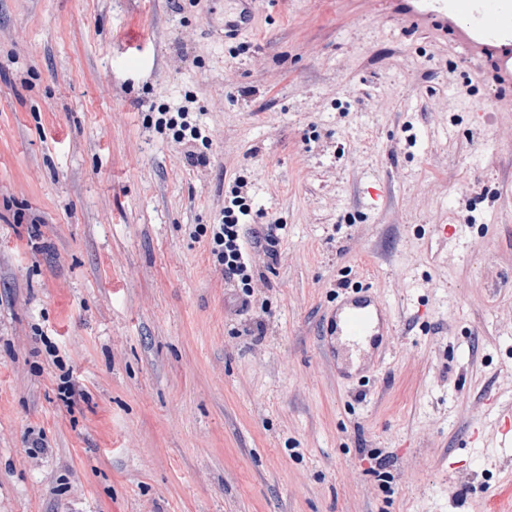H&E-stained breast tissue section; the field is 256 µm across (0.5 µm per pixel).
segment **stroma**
<instances>
[{
	"instance_id": "obj_1",
	"label": "stroma",
	"mask_w": 512,
	"mask_h": 512,
	"mask_svg": "<svg viewBox=\"0 0 512 512\" xmlns=\"http://www.w3.org/2000/svg\"><path fill=\"white\" fill-rule=\"evenodd\" d=\"M406 8L257 0L230 39L224 0H0V512L512 496V449L472 440L512 402V84ZM187 99L198 168L154 128ZM240 176L281 226L246 308L203 234ZM344 279L394 329L347 380Z\"/></svg>"
}]
</instances>
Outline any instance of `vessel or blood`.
<instances>
[{
	"label": "vessel or blood",
	"mask_w": 512,
	"mask_h": 512,
	"mask_svg": "<svg viewBox=\"0 0 512 512\" xmlns=\"http://www.w3.org/2000/svg\"><path fill=\"white\" fill-rule=\"evenodd\" d=\"M415 28L453 30L465 57L492 60L496 74L512 81V0H416L409 14ZM342 376L354 367L380 363L393 330L388 309L369 287L352 291L337 305L331 321ZM484 447L512 446V404L479 432Z\"/></svg>",
	"instance_id": "1"
}]
</instances>
